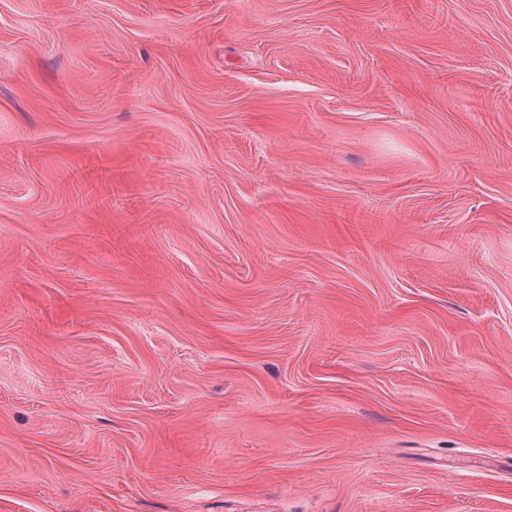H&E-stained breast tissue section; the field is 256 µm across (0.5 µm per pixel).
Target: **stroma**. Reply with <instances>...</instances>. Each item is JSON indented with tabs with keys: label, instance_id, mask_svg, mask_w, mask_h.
<instances>
[{
	"label": "stroma",
	"instance_id": "1",
	"mask_svg": "<svg viewBox=\"0 0 512 512\" xmlns=\"http://www.w3.org/2000/svg\"><path fill=\"white\" fill-rule=\"evenodd\" d=\"M0 512H512V0H0Z\"/></svg>",
	"mask_w": 512,
	"mask_h": 512
}]
</instances>
